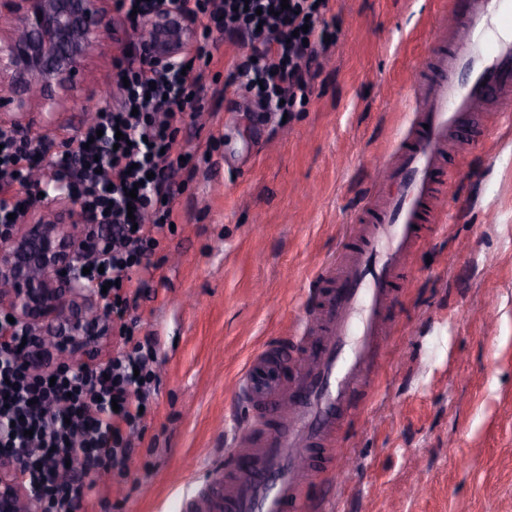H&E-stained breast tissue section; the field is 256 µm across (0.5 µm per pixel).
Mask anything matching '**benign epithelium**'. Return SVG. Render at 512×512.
I'll list each match as a JSON object with an SVG mask.
<instances>
[{
    "mask_svg": "<svg viewBox=\"0 0 512 512\" xmlns=\"http://www.w3.org/2000/svg\"><path fill=\"white\" fill-rule=\"evenodd\" d=\"M110 0H0V105L18 127L29 112L51 126L75 104L79 77L105 47ZM189 28L169 5L154 13L144 34L153 57L176 61ZM44 196H38V193ZM34 202L24 226L0 229V306L22 324L41 332L46 347L57 345L51 326H62L65 346L84 353L97 331L112 332L101 300L72 271L78 259L79 225L86 223L79 199L56 187L33 188ZM23 461L0 457V512H35L24 483Z\"/></svg>",
    "mask_w": 512,
    "mask_h": 512,
    "instance_id": "benign-epithelium-1",
    "label": "benign epithelium"
}]
</instances>
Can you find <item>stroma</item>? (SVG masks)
I'll list each match as a JSON object with an SVG mask.
<instances>
[{
    "instance_id": "1",
    "label": "stroma",
    "mask_w": 512,
    "mask_h": 512,
    "mask_svg": "<svg viewBox=\"0 0 512 512\" xmlns=\"http://www.w3.org/2000/svg\"><path fill=\"white\" fill-rule=\"evenodd\" d=\"M336 39L305 102L265 112L224 80L241 52L214 53L174 154L176 227L151 256L135 339L157 343L154 408L125 477L98 481L87 512H181L219 491L236 376L296 327L310 276L374 191L408 123L418 62L438 49L440 0H331ZM136 25L111 14L104 57L53 126L115 104L114 62ZM446 215L426 230L372 382L336 438L348 462L312 483L328 512H512V124L444 153Z\"/></svg>"
}]
</instances>
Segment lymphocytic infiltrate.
I'll use <instances>...</instances> for the list:
<instances>
[{"instance_id": "lymphocytic-infiltrate-1", "label": "lymphocytic infiltrate", "mask_w": 512, "mask_h": 512, "mask_svg": "<svg viewBox=\"0 0 512 512\" xmlns=\"http://www.w3.org/2000/svg\"><path fill=\"white\" fill-rule=\"evenodd\" d=\"M174 2L198 25L195 51L171 65L151 61L147 43L125 48L114 63L116 105L97 108L64 151L51 152L48 134L0 127V225L24 223L33 170L47 180L69 178L89 221L83 281L102 295L124 343L103 362L59 363L34 352L32 328L0 313V457H23L39 512H86L100 474L124 475L131 438L153 406L157 348L148 338L134 341L133 311L156 271L150 256L175 221L168 152L204 87L220 36L248 46L228 86L277 112L307 97L311 68L333 34L329 0Z\"/></svg>"}]
</instances>
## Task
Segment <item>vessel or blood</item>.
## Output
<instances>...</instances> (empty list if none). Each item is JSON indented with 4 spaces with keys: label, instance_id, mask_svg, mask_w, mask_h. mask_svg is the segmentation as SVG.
<instances>
[{
    "label": "vessel or blood",
    "instance_id": "1",
    "mask_svg": "<svg viewBox=\"0 0 512 512\" xmlns=\"http://www.w3.org/2000/svg\"><path fill=\"white\" fill-rule=\"evenodd\" d=\"M443 14L435 36L449 47L423 62L428 77L408 99L387 190L365 202L336 268L315 274L310 314L320 332L267 343L237 377L234 396L248 412L224 460L223 500L197 501L194 512H307L295 462L363 410L355 395L378 366L408 257L422 227L440 220L449 138L486 110L512 115V0H448Z\"/></svg>",
    "mask_w": 512,
    "mask_h": 512
}]
</instances>
